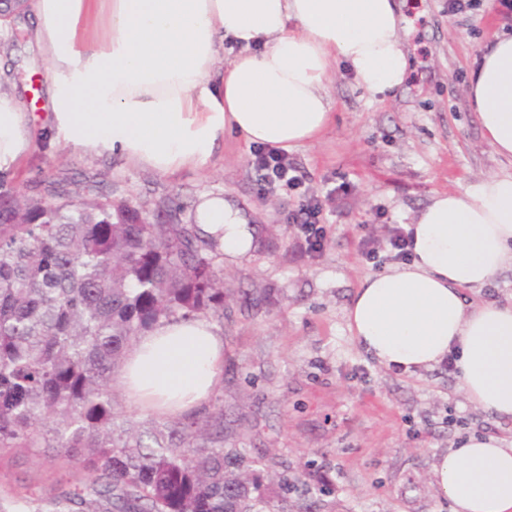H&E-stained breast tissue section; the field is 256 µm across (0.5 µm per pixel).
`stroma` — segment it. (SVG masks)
Wrapping results in <instances>:
<instances>
[{
    "instance_id": "stroma-1",
    "label": "stroma",
    "mask_w": 512,
    "mask_h": 512,
    "mask_svg": "<svg viewBox=\"0 0 512 512\" xmlns=\"http://www.w3.org/2000/svg\"><path fill=\"white\" fill-rule=\"evenodd\" d=\"M408 75L378 99L337 70L334 119L320 138L290 151L308 193L324 201L328 244L315 259L296 247L288 215L299 199L264 194L253 148L225 134L203 166L162 174L112 154L69 145L51 120L52 72L33 8L0 30V82L26 120L28 147L0 179L17 187L64 179L81 197L112 189L147 208L174 200L191 223L202 195L235 203L260 246L231 262L213 253L224 280L221 386L224 445L262 458L266 472L310 476L320 512H452L431 466L465 433L512 441V418L476 409L443 366L416 374L380 366L356 343L344 310L366 275L388 271L358 252L410 223L433 192L512 172L487 145L467 89L481 47L501 19L485 7L452 14L448 0H404ZM347 193L334 195L339 184ZM80 471L36 449L0 452V494L44 498Z\"/></svg>"
}]
</instances>
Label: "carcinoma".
Masks as SVG:
<instances>
[{
  "label": "carcinoma",
  "instance_id": "1",
  "mask_svg": "<svg viewBox=\"0 0 512 512\" xmlns=\"http://www.w3.org/2000/svg\"><path fill=\"white\" fill-rule=\"evenodd\" d=\"M195 224L130 202L78 200L63 180H0V451L40 448L84 472L35 512H271L263 470L224 447V409L132 440L112 369L162 319L224 318ZM297 512H313L298 479Z\"/></svg>",
  "mask_w": 512,
  "mask_h": 512
}]
</instances>
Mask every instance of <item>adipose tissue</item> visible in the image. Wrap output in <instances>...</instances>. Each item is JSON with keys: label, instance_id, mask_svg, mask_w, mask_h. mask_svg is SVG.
I'll use <instances>...</instances> for the list:
<instances>
[{"label": "adipose tissue", "instance_id": "1", "mask_svg": "<svg viewBox=\"0 0 512 512\" xmlns=\"http://www.w3.org/2000/svg\"><path fill=\"white\" fill-rule=\"evenodd\" d=\"M54 76L52 120L74 147L171 174L206 162L226 132L291 151L333 120L338 65L370 95L400 87L409 61L395 0H35ZM238 46L220 62L224 43ZM492 151L512 159V34L480 50L467 90ZM27 146L24 118L0 95V170ZM196 221L235 259L253 224L221 197ZM411 263L366 276L346 308L349 329L380 365L407 373L455 353L466 399L512 418V301L468 303L464 290L512 268V172L433 192L413 218ZM224 338L205 317L160 320L112 376L138 409L184 417L222 380ZM431 478L453 512H512V444L472 435L438 455Z\"/></svg>", "mask_w": 512, "mask_h": 512}]
</instances>
